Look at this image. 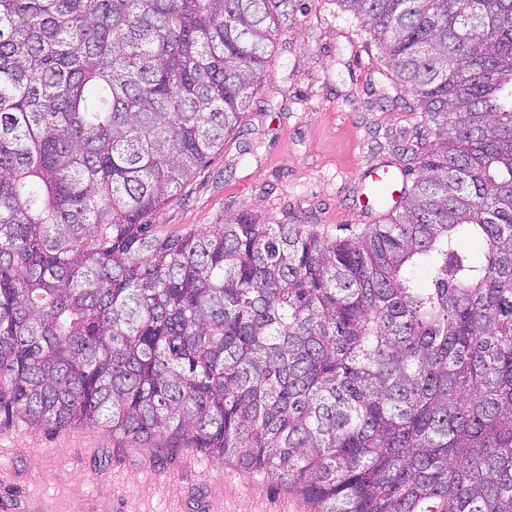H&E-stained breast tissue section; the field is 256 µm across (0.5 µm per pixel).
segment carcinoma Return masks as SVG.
<instances>
[{
  "mask_svg": "<svg viewBox=\"0 0 512 512\" xmlns=\"http://www.w3.org/2000/svg\"><path fill=\"white\" fill-rule=\"evenodd\" d=\"M336 4L436 142L326 240L150 220L302 0H0V429L164 438L311 512H512V0Z\"/></svg>",
  "mask_w": 512,
  "mask_h": 512,
  "instance_id": "obj_1",
  "label": "carcinoma"
}]
</instances>
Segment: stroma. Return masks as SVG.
<instances>
[{
  "instance_id": "35a3bbf8",
  "label": "stroma",
  "mask_w": 512,
  "mask_h": 512,
  "mask_svg": "<svg viewBox=\"0 0 512 512\" xmlns=\"http://www.w3.org/2000/svg\"><path fill=\"white\" fill-rule=\"evenodd\" d=\"M284 31L248 106L246 133L226 140L201 172L152 217L159 234L183 233L249 210L329 237L348 221L359 171L401 163L426 129L413 99L387 77L382 52L335 0H311ZM309 512L276 477L247 476L205 452L163 450L103 429L19 426L0 441V512Z\"/></svg>"
}]
</instances>
